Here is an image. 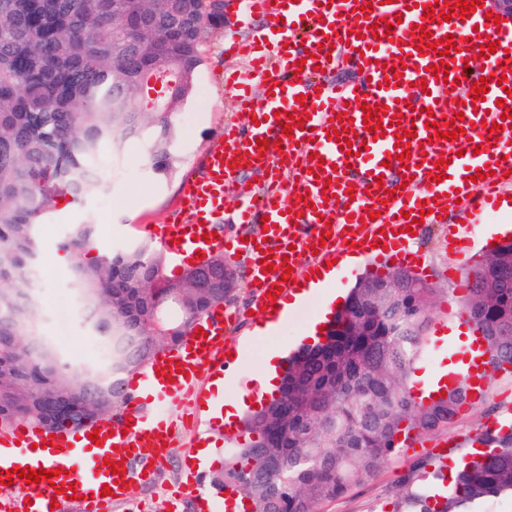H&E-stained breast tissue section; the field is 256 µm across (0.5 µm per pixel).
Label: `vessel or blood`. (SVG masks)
Returning a JSON list of instances; mask_svg holds the SVG:
<instances>
[{"label": "vessel or blood", "mask_w": 512, "mask_h": 512, "mask_svg": "<svg viewBox=\"0 0 512 512\" xmlns=\"http://www.w3.org/2000/svg\"><path fill=\"white\" fill-rule=\"evenodd\" d=\"M440 0H247L253 13L265 20L234 52L252 59V76L261 78L263 94H254L249 82L231 85L240 111L251 116L246 128H225L210 143L204 168L187 181L180 207L151 234L173 262L197 254L230 251L253 263L255 305L267 319L280 315L296 284L283 282L286 268L300 270L304 257L320 261L345 260L374 253L381 268L399 265L419 268L409 232L413 218L437 223L448 207L464 200L471 214L498 210L505 186L512 184V149L501 138L512 135V25H493L485 17L490 0L465 18L450 17L452 5ZM372 4L364 13L362 5ZM435 19L426 22V6ZM391 23L390 34L374 35L380 20ZM426 27L434 39L452 37L448 76L434 75L441 58L432 49H419L414 26ZM498 36L500 47L486 60L489 91L474 100L472 84L481 74L464 69L470 49ZM402 69L399 81L388 78L390 69ZM349 72V80L335 82L329 75ZM505 85H497L498 76ZM382 105L383 137H373L365 124L363 105ZM304 117V126L286 136L277 111ZM463 113L461 134L447 140L426 129V121L446 123ZM499 122L490 131V122ZM414 128L411 140L397 131ZM342 130L350 140L342 150L330 130ZM407 160H399V153ZM443 162V179L430 172ZM264 175L263 183L246 178L249 170ZM393 200H386V191ZM234 197L235 220L255 225L247 239L217 235L224 201ZM330 239H323V231ZM272 251L274 266L264 271L263 251ZM238 313L215 310L195 320L183 345L159 355L154 364L127 382L129 402L118 419H100L78 429L49 431L17 422L0 431V512H61L65 488L76 487L87 512H109L112 503L132 498L143 469L133 460L156 461L167 454L178 428L166 405L182 407L185 416L200 422L216 400L211 390L199 388L201 370L220 380L239 351L225 347L224 333ZM99 443H92L91 433ZM52 439L46 452L52 468L61 474L53 482L29 484L20 480L2 484L7 470H39L42 460L32 457L33 445ZM127 462L124 474L115 475L110 463ZM189 494L198 498L200 512H214L216 502L199 493L202 469L189 458Z\"/></svg>", "instance_id": "1"}]
</instances>
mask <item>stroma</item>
<instances>
[{"mask_svg": "<svg viewBox=\"0 0 512 512\" xmlns=\"http://www.w3.org/2000/svg\"><path fill=\"white\" fill-rule=\"evenodd\" d=\"M226 23L223 29L207 34L204 62L195 75V91L187 106L180 112V134L174 144L179 158L175 174L162 177L153 171L141 143H127L120 161L104 156L105 189L100 194L70 203L68 209L53 208L44 221L39 265L47 271L38 283L39 330L42 336L57 343L65 362L72 369L99 361L104 356L101 337L90 332L83 323H76L67 339H60L59 325L54 317L57 304L72 295L69 273L54 271L53 259L60 253V243L75 224H91L100 242L101 252L126 248L144 240L140 227L161 224L179 204L182 188L187 180L199 174L210 142L228 125L247 126V113L235 111L224 87V75L231 71H246L247 59L227 54L226 49L236 40L246 39L252 30L262 25L259 15L247 13L242 0H224ZM465 222L473 225V247L467 257L454 256L448 251V228ZM511 224V212H497L486 216L484 225H477L465 205L448 209L444 224L424 225L415 246L424 260V269L418 274L428 287L437 291L430 307L431 338L429 349L416 365L417 375L431 374L447 366L451 356L460 349L461 340L445 342L452 327L461 318L460 301L466 288L448 277V268L457 265L463 270L478 267L493 246L486 237L485 224ZM228 262L238 275L235 294L225 307L239 312V323L227 330L228 343L236 345L241 355L236 365L224 375V395L228 398L249 399L250 409H257L253 393L260 389L261 357L270 349L281 346L296 348L303 327L322 308V294H308L275 332L256 335L260 315L255 314V290L248 272L249 262L242 257H229ZM512 425V372L493 371L488 377L486 398L458 414L449 428L421 438L415 448H404L386 461L378 472L364 478L344 496L325 503L321 512H385L397 485L408 474L417 460L429 459L432 466H440L439 451H446L449 460L462 458L474 446L482 427L490 424ZM214 444L217 456L206 464L207 473L224 467L223 455L227 448L224 432L219 428L180 427L169 455L157 463L150 477L140 484L130 502L113 506L112 512H198L197 504L179 492L186 483L185 458L201 445Z\"/></svg>", "mask_w": 512, "mask_h": 512, "instance_id": "stroma-1", "label": "stroma"}]
</instances>
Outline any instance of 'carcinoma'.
Listing matches in <instances>:
<instances>
[{"mask_svg": "<svg viewBox=\"0 0 512 512\" xmlns=\"http://www.w3.org/2000/svg\"><path fill=\"white\" fill-rule=\"evenodd\" d=\"M188 18L158 20L153 28L114 25L113 15L152 14L156 0H0V312L15 304L21 284L34 286L39 226L60 199L91 197L103 188L84 175L106 145L120 157L128 140L141 141L154 172L171 176L176 111L155 112L136 91L141 74L172 58L195 75L209 31L223 25L209 0H189ZM92 224L74 225L61 248L83 253ZM482 282L471 284L463 313L487 343L489 366H512V241L494 249ZM414 288L350 291L333 327L314 346L292 354L280 398L243 419L249 435L231 449L210 482L232 486L249 512H320L377 472L414 435L453 423L469 403L462 381L424 405L414 400L415 364L428 346L429 310L436 289L413 276ZM71 287L82 290L83 321L106 339L116 398L87 397L85 372L74 378L59 350L37 337L36 308L0 320V386L14 396L3 425H41L43 397L87 398L96 420L126 405L123 376L179 345L193 321L224 304V296L196 287L189 276L164 274L163 253L149 242L79 260ZM174 307L175 322L157 318ZM483 450L463 459L440 490V474L416 464L398 485L391 512H473L480 503L512 498V426L484 429Z\"/></svg>", "mask_w": 512, "mask_h": 512, "instance_id": "cac0c4a2", "label": "carcinoma"}]
</instances>
